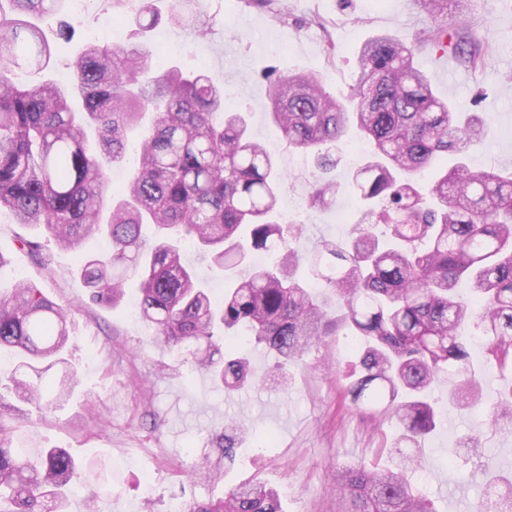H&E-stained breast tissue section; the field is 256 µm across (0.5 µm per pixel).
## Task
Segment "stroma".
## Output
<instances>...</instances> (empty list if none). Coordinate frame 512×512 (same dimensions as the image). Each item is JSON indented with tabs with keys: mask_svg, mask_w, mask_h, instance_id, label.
Listing matches in <instances>:
<instances>
[{
	"mask_svg": "<svg viewBox=\"0 0 512 512\" xmlns=\"http://www.w3.org/2000/svg\"><path fill=\"white\" fill-rule=\"evenodd\" d=\"M283 2L287 14L280 17L255 0H202L195 28H174L163 20L139 35L133 22L137 0H91L83 14H65L77 31L72 41L48 29L55 47L49 75H69L87 29L106 12L118 29L116 43L143 39L154 46L173 37L178 48L167 62L184 70L205 64L224 85L226 107L242 112L251 136L269 146L279 144L281 134L267 115L265 71L315 73L327 91L341 97L366 39L385 32L411 40L429 24L413 0ZM466 21L493 47L483 68L466 71L464 81L452 87L442 76L444 59L431 49H423L416 64L431 76L438 97L485 119L487 138L469 152V166L512 170V0H475ZM281 164L284 213L302 224L304 246L349 239L362 217V202L342 194L326 209H305L314 154L285 152ZM22 236L44 238L0 214V253L8 258L0 267V289L27 280L71 308L69 362L44 377L57 383L72 373L77 384L52 414L23 403L9 423L17 440L32 435L44 446L66 449L77 463L96 462L95 512H169L172 502L216 500L256 479L279 491L284 512H336L337 467L375 469L394 457L396 420L355 409L344 398L358 376L352 337L328 338L304 364L289 367L284 380L274 372V355L242 341L241 352L266 373L267 385L229 395L130 318L127 305L137 299L136 283H129L125 305L93 303L73 273L72 253L53 246L35 256L20 249ZM480 381L483 403L472 408L447 404V382L431 389L442 404L423 446L435 465L417 487L436 512H469L485 499L486 474H512V421L502 420L497 429L475 427L484 407L512 387V373L488 370ZM230 425L246 432L228 459L224 429Z\"/></svg>",
	"mask_w": 512,
	"mask_h": 512,
	"instance_id": "1",
	"label": "stroma"
}]
</instances>
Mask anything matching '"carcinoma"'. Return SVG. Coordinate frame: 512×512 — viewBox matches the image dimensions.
Wrapping results in <instances>:
<instances>
[{
	"label": "carcinoma",
	"mask_w": 512,
	"mask_h": 512,
	"mask_svg": "<svg viewBox=\"0 0 512 512\" xmlns=\"http://www.w3.org/2000/svg\"><path fill=\"white\" fill-rule=\"evenodd\" d=\"M63 2L0 0V211L75 253L97 304L118 306L126 280L138 276L140 316L156 339L185 350L228 390L264 381L235 352L236 337L281 356L285 380L288 364L349 330L360 342L361 373L347 395L357 407L391 411L395 447L415 452L385 469L345 468L336 512H435L412 482L427 466L420 445L435 426L429 390L446 379L458 404L480 403L463 326L484 337L487 368H512V174L467 167L468 152L485 137L483 118L438 98L414 66L427 45L472 70L484 66L482 43L458 26L469 0H422L431 25L421 38L364 41L342 100L314 74L266 73L268 115L288 148L317 152L327 168L337 164L333 151L347 128L370 146L348 185L317 182L305 198L308 208H323L345 187L356 190L366 204L356 235L311 250L299 247L301 225L281 216L278 161L252 141L244 116L224 106V86L204 68H164L145 42H91L70 83L46 76L51 49L36 21L55 17ZM184 2L169 5L168 20L180 27L192 24ZM158 19L153 0H140L138 29ZM149 110L156 117L141 136L138 161L115 190L107 170L124 160L127 135ZM98 236L109 249L84 254L83 242ZM186 241L225 276L254 250L275 261L234 280L216 305L181 256ZM303 264L341 314L302 280ZM70 329L68 307L35 284L0 293V351L17 360L8 376L0 374V388L41 413L56 409L70 387L46 384L39 365L67 363ZM511 415L512 388L485 422ZM12 433L0 412V512H67L68 488L89 487L83 468L64 448H13ZM486 490V512H512L511 478L490 480ZM188 512L282 509L277 490L252 480Z\"/></svg>",
	"instance_id": "1"
}]
</instances>
